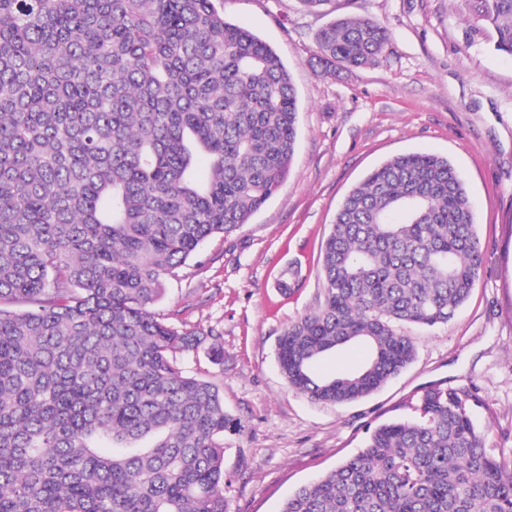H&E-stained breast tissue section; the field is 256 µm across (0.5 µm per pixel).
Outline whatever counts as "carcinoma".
<instances>
[{"mask_svg": "<svg viewBox=\"0 0 512 512\" xmlns=\"http://www.w3.org/2000/svg\"><path fill=\"white\" fill-rule=\"evenodd\" d=\"M218 0H0V512H226L219 388L200 341L152 306L166 276L282 186L298 98L272 46ZM512 56V0H466ZM329 73L376 64L374 18L317 35ZM200 155L210 173L199 175ZM484 253L448 158L397 155L344 197L322 246L323 303L279 338L293 391L336 405L414 360L406 325L454 318ZM362 345L336 377L317 362ZM467 391L435 385L280 512H512Z\"/></svg>", "mask_w": 512, "mask_h": 512, "instance_id": "cac0c4a2", "label": "carcinoma"}]
</instances>
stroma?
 I'll return each instance as SVG.
<instances>
[{"instance_id":"stroma-1","label":"stroma","mask_w":512,"mask_h":512,"mask_svg":"<svg viewBox=\"0 0 512 512\" xmlns=\"http://www.w3.org/2000/svg\"><path fill=\"white\" fill-rule=\"evenodd\" d=\"M226 19L268 42L293 78L299 122L287 181L246 224L206 241L166 280L155 306L203 333L184 357L224 397L227 512H279L300 485L353 456L380 423L409 416L423 390L473 388L488 447L512 456V58L471 42L465 0H332L330 14L372 17L391 43L371 67L321 74L330 14L300 0H220ZM448 157L475 207L485 262L444 326L407 328L416 356L378 392L347 405L291 390L279 337L322 300L320 251L347 192L390 157ZM298 278L280 283L289 268Z\"/></svg>"}]
</instances>
